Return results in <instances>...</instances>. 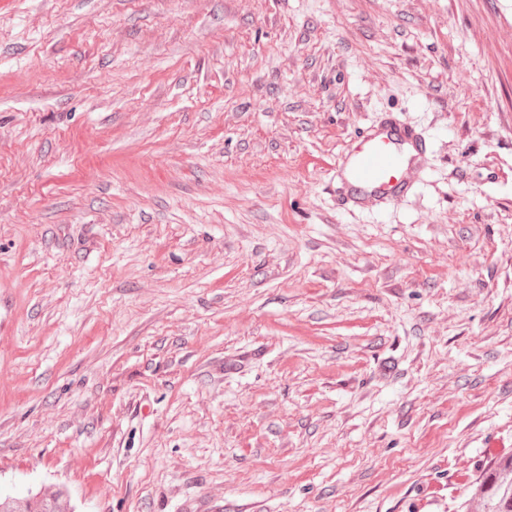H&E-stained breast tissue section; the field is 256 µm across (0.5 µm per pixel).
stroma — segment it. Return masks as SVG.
I'll list each match as a JSON object with an SVG mask.
<instances>
[{
  "label": "stroma",
  "instance_id": "1",
  "mask_svg": "<svg viewBox=\"0 0 512 512\" xmlns=\"http://www.w3.org/2000/svg\"><path fill=\"white\" fill-rule=\"evenodd\" d=\"M383 112L428 177L335 165ZM0 497L482 512L512 456V0H0ZM427 157L423 133L384 113L357 136L338 165L337 200L361 209L395 205L414 189Z\"/></svg>",
  "mask_w": 512,
  "mask_h": 512
}]
</instances>
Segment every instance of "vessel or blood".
Returning <instances> with one entry per match:
<instances>
[{"label": "vessel or blood", "mask_w": 512, "mask_h": 512, "mask_svg": "<svg viewBox=\"0 0 512 512\" xmlns=\"http://www.w3.org/2000/svg\"><path fill=\"white\" fill-rule=\"evenodd\" d=\"M427 157L422 132L383 114L357 136L338 166L339 203L361 209L399 203L420 180Z\"/></svg>", "instance_id": "vessel-or-blood-1"}]
</instances>
